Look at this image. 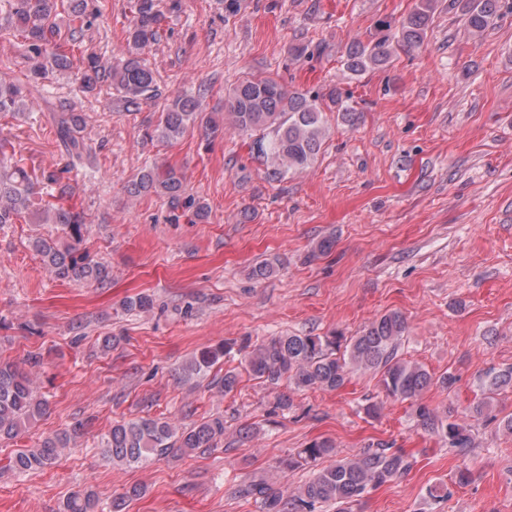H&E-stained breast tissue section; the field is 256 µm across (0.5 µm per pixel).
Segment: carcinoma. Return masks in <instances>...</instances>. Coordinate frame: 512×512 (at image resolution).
I'll return each mask as SVG.
<instances>
[{"label": "carcinoma", "mask_w": 512, "mask_h": 512, "mask_svg": "<svg viewBox=\"0 0 512 512\" xmlns=\"http://www.w3.org/2000/svg\"><path fill=\"white\" fill-rule=\"evenodd\" d=\"M460 9L463 26L480 34L499 16L500 0H450ZM437 0H418L413 11L398 29L367 44L357 43L346 50L344 67L355 75L388 66L399 50L410 51L423 46L432 22ZM68 16L69 41L74 46L83 41L91 25L85 0H0V20L13 29L23 42L30 63L31 78H46L50 68L67 70L73 55L62 45L60 15ZM132 19L124 49L108 66L98 63L94 53L82 54L85 66L81 78L91 87L108 79L123 94L126 107H139L157 96L155 72L143 58L144 49L160 36L165 14L157 0H134ZM24 105L23 88L0 81V114L20 112ZM235 128L243 134L261 132L252 149L270 161L274 173L300 171L310 167L319 154L327 131L320 104V94L290 91L271 78H246L237 83L225 98ZM193 98L178 97L164 110L149 137L172 143L184 136L195 124ZM57 140L64 147L72 165H92L81 136L82 118L74 112H60L54 117ZM56 181L53 174L33 175L19 163L7 168L0 162V226L14 224L29 217L33 224H58L62 238L37 239L33 248L54 278L62 281L84 280L104 283L110 277L108 267L93 262L80 251L87 225L81 215L40 205L34 199L38 180ZM183 183L171 168L149 166L129 184L131 194L155 193L171 199L182 193ZM127 311L147 313L154 307L151 295L140 293L123 301ZM406 319L391 311L369 322L357 335L346 339L336 334L319 336L288 333L256 342H244L245 369L253 378L277 385L284 381L290 394L281 395L277 408L293 407L291 394L307 390L336 391L344 387L357 371L379 376L386 395L412 401L418 424L438 437L442 445L459 457L474 447L472 430L479 422L497 420L492 414L493 395L512 388V367L491 370L481 386V396L463 409L448 405L443 410L421 402V395L431 387L449 394L457 376L446 371L438 376L422 365L403 357L400 348L406 332ZM225 347L205 348L183 366L186 378L205 374L220 358ZM47 410L33 386L30 373L17 364L0 361V441H11L31 428ZM224 418L217 416L199 424L179 428L166 421L137 418L112 425L104 452L116 465L145 464L169 457L177 451H210L224 437ZM72 434L47 436L36 448H26L8 457L0 467L4 473L29 474L51 464L69 447ZM330 439H319L288 455L285 468L296 470L333 453ZM414 455L387 442H373L357 454L323 467L287 493H273L261 481L239 485L235 494L252 499L259 512H322L325 506L336 512H356L366 494L385 484L407 476L413 469ZM97 495L91 489L74 492L64 502L61 512H97Z\"/></svg>", "instance_id": "carcinoma-1"}]
</instances>
